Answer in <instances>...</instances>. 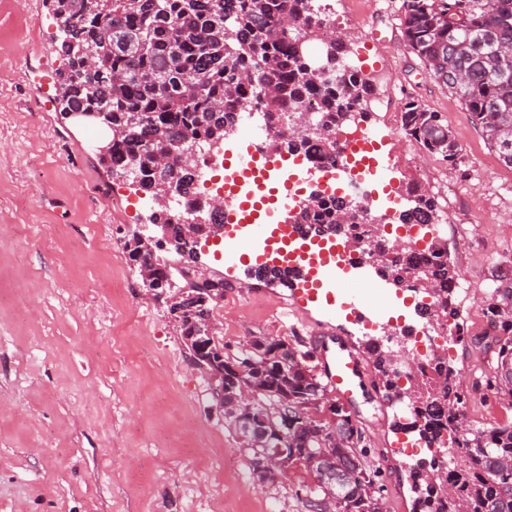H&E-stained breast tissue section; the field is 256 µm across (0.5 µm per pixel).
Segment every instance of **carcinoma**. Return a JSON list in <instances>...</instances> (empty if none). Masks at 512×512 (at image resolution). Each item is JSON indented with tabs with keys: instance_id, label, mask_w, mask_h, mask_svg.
I'll use <instances>...</instances> for the list:
<instances>
[{
	"instance_id": "obj_1",
	"label": "carcinoma",
	"mask_w": 512,
	"mask_h": 512,
	"mask_svg": "<svg viewBox=\"0 0 512 512\" xmlns=\"http://www.w3.org/2000/svg\"><path fill=\"white\" fill-rule=\"evenodd\" d=\"M60 32L58 100L62 111L93 110L105 114L112 127V150L98 157L112 180L134 187L154 199L171 185L175 199L201 194L184 152L203 150L224 141L248 110L253 95L261 111L267 149L302 153L309 147L321 159L336 163V129L349 122L350 111L372 94L359 74L344 76L347 44H326L325 65H315L296 43L322 39L330 25L318 16L315 0H52ZM401 29L410 52L428 74L455 93L474 128L499 158L512 167V0H401ZM289 21L291 25L283 26ZM462 73L466 81L451 75ZM302 107L318 131L294 134L288 113ZM403 131L426 153L450 166L461 146L443 116L413 98L403 105ZM171 163L161 168L158 156ZM406 191L412 207L399 213L404 224H432L435 198L418 186ZM190 213L174 219L156 210L152 224H167L174 243L170 251L183 256L188 245L184 224ZM302 223L317 227L344 224L351 247L374 259L395 282L411 281L432 290L443 316H455L457 275L443 259L423 260L418 249L395 250L375 225L365 205L346 207L334 195L314 196L301 210ZM363 224L359 233L349 229ZM124 252L134 268L146 265L156 280L171 278L186 289L174 322L181 339L198 335L214 318L217 303L202 296L224 293L217 277L202 288L186 270H178L127 239ZM488 313L499 325L497 365L486 379L494 390L512 395V287L491 291ZM303 344L261 336L250 348L232 355L204 373L224 369V390L244 382L261 389L258 403L244 417L224 416L242 439L250 466L282 448L288 460L313 476L310 497L321 512H377V472L366 462L364 433L339 402L321 409L326 386L311 366ZM381 386H396L392 358L377 360ZM421 386L426 396L413 406L411 428L424 445H446L458 456L448 461V486H435L415 476L413 492L420 512H512V422L490 428L464 423L469 393L457 382L443 353L426 360L409 388ZM288 416H283V402Z\"/></svg>"
}]
</instances>
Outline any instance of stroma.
<instances>
[{
  "mask_svg": "<svg viewBox=\"0 0 512 512\" xmlns=\"http://www.w3.org/2000/svg\"><path fill=\"white\" fill-rule=\"evenodd\" d=\"M333 3L346 63L384 70L374 98L397 112L414 97L441 113L462 147L453 167L400 130L387 150L397 185L434 195L459 274L457 323L445 331L462 338L444 349L472 392L466 416L480 427L511 420L506 394L481 387L496 354L480 325L494 279H512V167L408 51L400 0ZM58 46L48 0H0V512H307L310 477L295 466L275 483L256 479L164 305L146 299L123 237L152 203L108 182L94 153L105 128L65 118L55 90H44L43 76L63 66ZM260 294L257 305L225 291L216 322L226 353L251 332L291 343L332 335L319 314L286 316L275 286ZM377 398L366 389L349 409L384 512H411Z\"/></svg>",
  "mask_w": 512,
  "mask_h": 512,
  "instance_id": "obj_1",
  "label": "stroma"
}]
</instances>
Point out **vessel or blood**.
I'll return each instance as SVG.
<instances>
[{"mask_svg": "<svg viewBox=\"0 0 512 512\" xmlns=\"http://www.w3.org/2000/svg\"><path fill=\"white\" fill-rule=\"evenodd\" d=\"M386 143V136L366 129L349 141L346 160L321 170L308 168L299 154L267 153L258 180L252 161L240 159L237 168L249 188L224 211L221 246L226 282H233L241 267L259 281L277 274L292 314L316 312L338 324L336 349L319 344L315 352L321 375L345 402L353 401L372 377L365 351L387 352L394 336L409 343L427 338L432 320L419 313L416 289L391 287L341 234L317 231L290 221L289 216L302 202L298 186L305 182L338 196L355 191L371 197L385 212L396 210L402 198L394 185L391 161L383 152ZM382 408L392 415L399 453L417 454L406 393L388 391Z\"/></svg>", "mask_w": 512, "mask_h": 512, "instance_id": "obj_1", "label": "vessel or blood"}]
</instances>
